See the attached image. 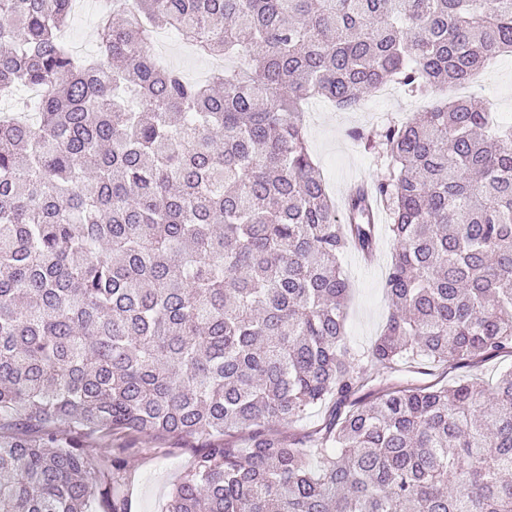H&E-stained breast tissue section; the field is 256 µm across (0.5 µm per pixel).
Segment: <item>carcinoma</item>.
Returning <instances> with one entry per match:
<instances>
[{"mask_svg": "<svg viewBox=\"0 0 512 512\" xmlns=\"http://www.w3.org/2000/svg\"><path fill=\"white\" fill-rule=\"evenodd\" d=\"M114 2L84 57L75 0H0V96L39 92L0 117V512H118L120 462L90 457L130 434L203 443L166 512H512V368L352 401L369 362L512 353V125L417 112L340 206L301 112L464 83L512 53V0ZM158 28L246 65L191 80ZM373 201L392 310L360 353L341 260L372 254ZM328 400L306 438L274 431Z\"/></svg>", "mask_w": 512, "mask_h": 512, "instance_id": "carcinoma-1", "label": "carcinoma"}]
</instances>
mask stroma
<instances>
[{
  "instance_id": "1",
  "label": "stroma",
  "mask_w": 512,
  "mask_h": 512,
  "mask_svg": "<svg viewBox=\"0 0 512 512\" xmlns=\"http://www.w3.org/2000/svg\"><path fill=\"white\" fill-rule=\"evenodd\" d=\"M158 59L165 65L181 69L190 79H205L212 62L197 55L181 40L158 34ZM470 96L480 100L506 122H512V56L498 57L495 65L485 67L468 84L437 90L416 97L401 86H393L389 96L370 91L359 109L344 111L324 100L308 104L307 135L312 154L334 198H342L355 181L374 184L383 180L389 161L370 140L387 126L406 121L447 96ZM393 247L386 221L376 227L375 256L362 261L356 252L343 257V267L351 283L347 309L348 344L366 350L380 335L391 302L384 288ZM512 365L507 356L474 360L464 365L435 367L424 364L391 373L372 364L368 370L377 384L392 385L406 381L425 386L449 384L464 378H480L494 384L499 373ZM201 447L192 437H148L136 435L113 438L112 455L122 457L119 495L122 512H164L176 483L190 470Z\"/></svg>"
}]
</instances>
